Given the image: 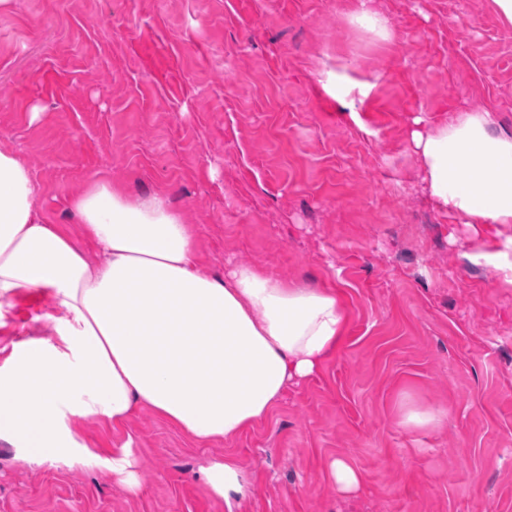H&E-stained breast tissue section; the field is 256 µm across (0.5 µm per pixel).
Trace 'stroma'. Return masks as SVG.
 Returning <instances> with one entry per match:
<instances>
[{
    "label": "stroma",
    "instance_id": "35a3bbf8",
    "mask_svg": "<svg viewBox=\"0 0 512 512\" xmlns=\"http://www.w3.org/2000/svg\"><path fill=\"white\" fill-rule=\"evenodd\" d=\"M8 0L0 6V144L49 223L82 227L94 180L161 191L196 229L205 273L257 265L328 281L347 332L311 379L230 442L194 443L151 411L77 428L87 452L36 462L0 444V512H225L207 469L234 457L243 512H512V284L482 259L512 224L455 223L409 145L492 113L512 132V23L491 0ZM369 83L342 107L324 88ZM50 292L0 299V367L56 339ZM440 425H405L410 412ZM130 448L137 489L112 477ZM362 475L331 490V459Z\"/></svg>",
    "mask_w": 512,
    "mask_h": 512
}]
</instances>
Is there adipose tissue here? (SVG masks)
<instances>
[{
  "label": "adipose tissue",
  "instance_id": "obj_1",
  "mask_svg": "<svg viewBox=\"0 0 512 512\" xmlns=\"http://www.w3.org/2000/svg\"><path fill=\"white\" fill-rule=\"evenodd\" d=\"M409 142L439 208L461 224H512V136L487 112L437 127L416 117ZM40 185L0 145V297L50 291L56 340L0 368V442L35 458L69 457L75 424L119 426L147 409L195 443L230 441L268 418L288 386L338 350L348 311L328 284L306 286L254 266L211 276L196 233L162 194L133 201L102 178L70 206L73 238L37 206ZM225 512L244 495L234 458L207 473Z\"/></svg>",
  "mask_w": 512,
  "mask_h": 512
}]
</instances>
